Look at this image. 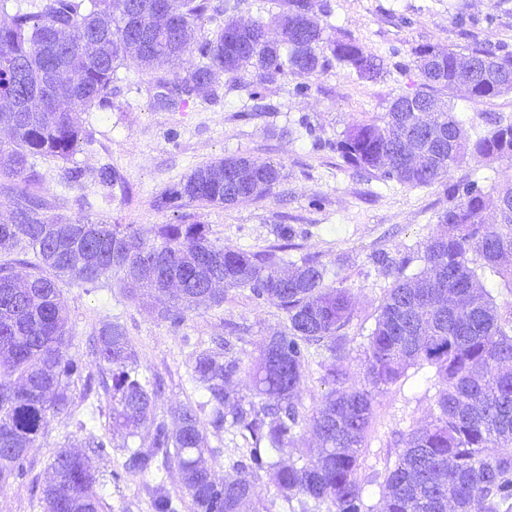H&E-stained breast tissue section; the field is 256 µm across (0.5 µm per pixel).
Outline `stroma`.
Segmentation results:
<instances>
[{
  "label": "stroma",
  "instance_id": "obj_1",
  "mask_svg": "<svg viewBox=\"0 0 512 512\" xmlns=\"http://www.w3.org/2000/svg\"><path fill=\"white\" fill-rule=\"evenodd\" d=\"M315 9L330 5L336 39L353 38L381 59L384 75L359 79L333 65L315 76H291L268 85L271 109L252 112L251 73L237 80L220 77L212 95L189 98L177 111L157 107L152 76H166L158 65L152 74L120 68L112 107L79 115L85 140L70 162L38 160L36 193L61 207L62 214L104 218L114 224H202L220 245L251 252L277 245L275 227L292 224L300 234L286 261L298 264L318 257L329 270L332 286L348 289L354 318L346 329L348 356L335 361L327 345L317 346L306 368L298 400L313 414L334 390L325 370L338 365L344 388L367 383L366 335L393 275L371 261L373 252L414 253L411 272L423 270V244L448 209L449 185L477 181L484 189L512 179V157H494L454 168L445 181L409 188L356 172L327 148L356 120L387 112L393 99L412 91L419 72L412 50L420 44L462 49L481 43L498 53H512V0H312ZM467 128L482 130L485 115L512 121V93L473 104L464 92L452 99ZM232 155L282 167L283 180L264 199L230 207H189L173 213L156 209L155 199L199 165ZM79 167V184L66 181L68 166ZM111 166L117 183L102 184V166ZM100 288L68 282L60 288L68 300L72 328L69 354L79 361L90 384L69 389L67 411L48 413L39 437L28 449L24 474L0 482V512H43L41 491L51 463L60 451L83 454L103 484L105 512H152L148 486L164 482L180 493L181 477L170 463L146 476L123 472L128 449L148 443L147 429L127 437L112 432V388L109 369L100 363L92 336L100 321L119 322L138 351L139 375L160 380L155 413L177 427L181 409L198 405L202 392L191 380L197 353L228 344L230 356L250 365L262 342L284 331L283 311L271 301L252 298L248 290L226 291L221 306L185 311L180 325L161 320L150 297L129 299L118 276L106 274ZM437 391L432 369L409 367L394 384L374 393L373 415L357 473L371 512L382 510V485L404 441L429 423ZM213 455L208 463L217 481L236 478L232 461L243 441L230 432L206 428ZM111 447H97V440Z\"/></svg>",
  "mask_w": 512,
  "mask_h": 512
}]
</instances>
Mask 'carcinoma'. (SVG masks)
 I'll use <instances>...</instances> for the list:
<instances>
[{"mask_svg": "<svg viewBox=\"0 0 512 512\" xmlns=\"http://www.w3.org/2000/svg\"><path fill=\"white\" fill-rule=\"evenodd\" d=\"M240 0H0V173L16 180L3 186L9 216L0 218V480L23 470L25 454L49 412L70 403L69 384L83 378L68 355L71 329L59 283L96 285L110 271L120 274L127 296L155 298L157 317L179 324L178 303L219 306L224 292L247 288L284 311L286 330L266 340L250 368L252 399L235 390L242 366L222 352H201L192 365L205 403L188 405L171 430L154 413L156 391L139 378L138 352L125 329L104 321L93 339L99 360L112 372V431L133 436L149 428V445L129 452L124 470L145 475L158 458L173 463L193 512H260L246 479L217 482L206 465L205 425L230 424L245 451L233 468L271 476L287 505L308 512H369L357 480L361 448L372 417L373 392L398 381L410 366H428L440 384L434 419L410 433L382 486L383 512H512V306L496 303L480 287L489 272L512 289V182L495 193L475 181L453 185L455 202L439 217L425 243L426 269L407 275V253L379 251L372 261L398 277L382 296L367 335L369 386L336 390L316 413L300 410L297 391L310 348L328 343L338 360L347 357L343 330L352 320L346 288L325 283L327 269L304 258L293 272L281 269L277 252L294 246L298 230L276 226L281 244L249 252L212 242L202 224H109L104 219L49 215L42 198L25 183L38 158L69 160L79 148L78 113L112 108L117 69L132 63L150 70L194 54L185 75L158 79V104L176 110L185 98L207 92L220 75L234 79L249 67L256 76L251 99L288 75L322 73L335 60L360 77L376 80L381 64L353 39L327 34L326 17L312 14L310 0H284L265 23L224 20ZM214 23L196 37V21ZM278 39L268 38L270 26ZM421 82L395 98L380 122L352 123L329 143L359 173L410 188L428 187L467 161L512 155V124L489 121L471 138L451 103L459 58L479 59L486 71L469 87L479 104L512 91V54L474 45L461 51L430 44L413 49ZM280 165L228 156L196 167L155 201L161 210L231 206L274 193ZM493 211L497 222H486ZM28 269L19 280L17 268ZM261 402H255V399ZM209 407L208 423L198 411ZM308 426L318 436L301 464L274 459ZM100 479L85 458L58 453L42 488L44 512H102ZM153 512H177L161 484L150 490Z\"/></svg>", "mask_w": 512, "mask_h": 512, "instance_id": "1", "label": "carcinoma"}]
</instances>
